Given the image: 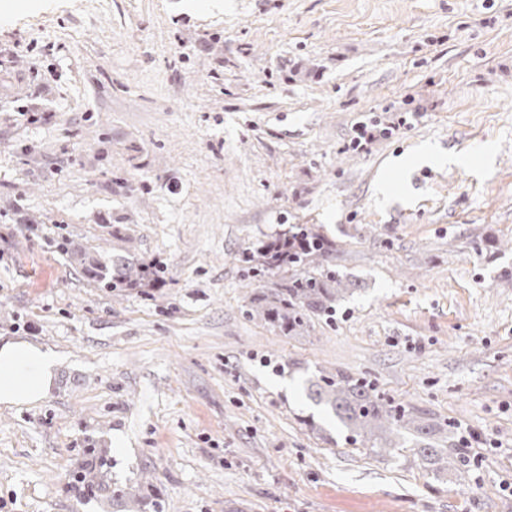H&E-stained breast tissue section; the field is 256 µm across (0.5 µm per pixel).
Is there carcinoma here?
Here are the masks:
<instances>
[{"mask_svg": "<svg viewBox=\"0 0 512 512\" xmlns=\"http://www.w3.org/2000/svg\"><path fill=\"white\" fill-rule=\"evenodd\" d=\"M55 250L91 268L98 288H138L163 282L167 270L150 262L125 257H96L76 254L67 237L53 241ZM332 250L331 243L306 225H294L273 241L243 250L237 261L247 277L261 280L275 270L291 271L288 280L263 297L264 318L285 336L305 328L309 316L336 312L335 302L350 291L340 272L323 264ZM308 396L328 407L345 428L346 439L353 442L380 441L378 449L387 452L397 448L389 435L401 429L417 433L415 454L426 461L438 456L433 428L416 423L414 411L384 401L373 386L365 381L341 374H322L309 381Z\"/></svg>", "mask_w": 512, "mask_h": 512, "instance_id": "obj_1", "label": "carcinoma"}]
</instances>
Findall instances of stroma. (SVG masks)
I'll return each mask as SVG.
<instances>
[{"label": "stroma", "mask_w": 512, "mask_h": 512, "mask_svg": "<svg viewBox=\"0 0 512 512\" xmlns=\"http://www.w3.org/2000/svg\"><path fill=\"white\" fill-rule=\"evenodd\" d=\"M293 224L352 291L284 336L236 257ZM0 336L64 356L0 407V512H512V0H0ZM322 371L435 463L346 441ZM57 252L68 256L84 268L90 267L94 273L96 287L99 288H138L153 285L167 278V270L160 264L138 262L125 257H96L75 254L67 237H59L52 245ZM307 390L310 399L333 412L348 433L346 440L354 443L374 440L371 448L394 451L403 447L397 446L389 435L400 429L413 430L418 439L411 450L430 462L438 456L433 428L429 424H416L413 409L384 401L369 383L341 374H321L314 381L309 380ZM378 439L380 446L376 447Z\"/></svg>", "instance_id": "obj_1"}]
</instances>
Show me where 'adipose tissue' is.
Masks as SVG:
<instances>
[{"label": "adipose tissue", "mask_w": 512, "mask_h": 512, "mask_svg": "<svg viewBox=\"0 0 512 512\" xmlns=\"http://www.w3.org/2000/svg\"><path fill=\"white\" fill-rule=\"evenodd\" d=\"M62 356L24 339L0 341V405H33L50 393Z\"/></svg>", "instance_id": "adipose-tissue-1"}]
</instances>
